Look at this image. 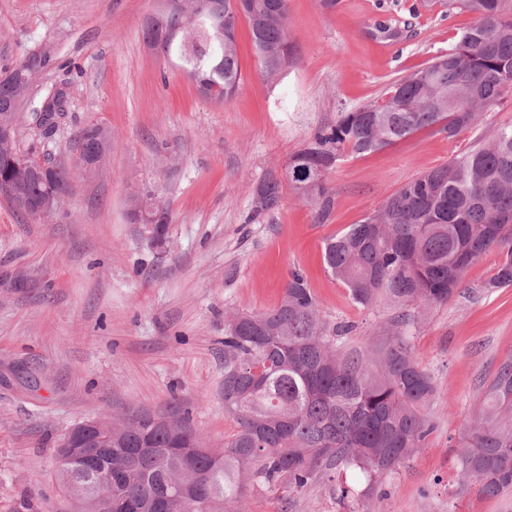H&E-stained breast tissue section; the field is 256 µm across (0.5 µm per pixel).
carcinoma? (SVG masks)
<instances>
[{
	"mask_svg": "<svg viewBox=\"0 0 512 512\" xmlns=\"http://www.w3.org/2000/svg\"><path fill=\"white\" fill-rule=\"evenodd\" d=\"M237 0L224 12L186 24L185 8L155 14L144 37L162 47L166 60L195 76L198 90L224 104L241 81L236 33H224ZM255 48L284 46L288 0H245ZM476 15L454 50L396 80L382 97L338 115L336 125L317 132L290 158L291 167L315 181L289 180L321 212L331 205L326 175L345 149L353 154L388 148L431 128L450 138L480 121L512 94V0H448V10ZM261 75L275 79L286 66L259 59ZM31 74L23 62L0 81V113L22 125V100ZM98 124L84 127L76 145L98 151ZM38 154L35 142L0 147V178L15 163ZM69 169L57 164L52 181L31 178L25 193L39 199L64 194ZM280 202V183L269 178L254 192L255 214ZM491 249L499 251L491 286H512V124L498 127L447 164L418 174L381 207L324 242L328 272L341 281L353 303L371 306L380 296L404 310L383 344L364 353L343 346L351 326H328L306 276L291 272L280 304L264 313H238L224 336V411L237 422L224 448H208L184 418L137 414L112 428L106 461L112 490L152 512V502L172 478L202 481L208 493L194 512H229L246 484L298 492L338 469H355L369 484L396 471L425 446L434 424L422 409L434 393L402 327L409 306L450 300L466 269ZM464 483L480 495H512V357L487 384L466 428L459 453ZM56 480L78 512H98L107 486L79 474L57 452Z\"/></svg>",
	"mask_w": 512,
	"mask_h": 512,
	"instance_id": "1",
	"label": "carcinoma"
}]
</instances>
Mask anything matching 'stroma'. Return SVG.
I'll use <instances>...</instances> for the list:
<instances>
[{
	"mask_svg": "<svg viewBox=\"0 0 512 512\" xmlns=\"http://www.w3.org/2000/svg\"><path fill=\"white\" fill-rule=\"evenodd\" d=\"M155 0H0V76L33 54L55 63L33 76L22 112L55 85L66 117L46 142L69 161L77 133L95 123L112 148L91 173L71 169L59 210L34 219L0 193V512H74L55 478L61 437L77 422L123 421L143 411H186L212 448L236 431L224 412V324L281 301L304 273L329 322L352 324L350 348L382 343L398 309L352 304L323 264L325 240L360 223L419 173L447 164L477 138L512 122V95L455 138L426 128L384 150L343 154L329 171L326 215L285 184V167L339 113L380 99L391 81L455 48L473 14L443 0H289L296 58L282 81L259 72L249 26L237 29L242 80L218 105L143 38ZM403 26L372 38L375 21ZM282 181L278 207L253 214V190ZM145 186L170 214L159 245L130 223L128 195ZM490 250L448 303L410 327L434 398L424 448L374 490L347 472L301 492L245 487L241 512H512V496L467 489L457 455L484 385L512 355V287L490 281Z\"/></svg>",
	"mask_w": 512,
	"mask_h": 512,
	"instance_id": "35a3bbf8",
	"label": "stroma"
}]
</instances>
